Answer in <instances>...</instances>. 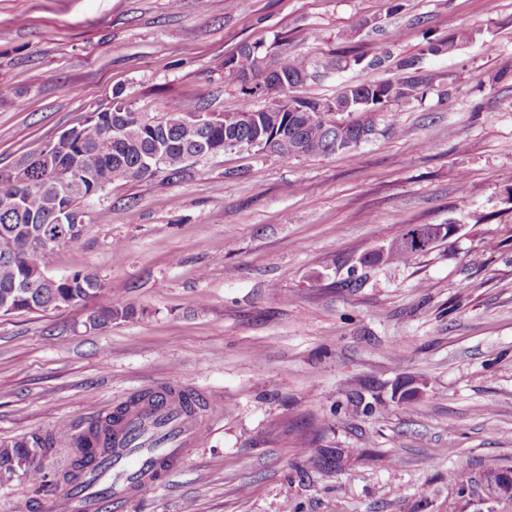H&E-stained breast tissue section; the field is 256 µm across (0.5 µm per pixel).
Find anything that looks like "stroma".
<instances>
[{"label":"stroma","instance_id":"stroma-1","mask_svg":"<svg viewBox=\"0 0 512 512\" xmlns=\"http://www.w3.org/2000/svg\"><path fill=\"white\" fill-rule=\"evenodd\" d=\"M461 28L468 43L426 53ZM246 43L316 69L361 56L296 97L399 77L416 55L439 80L348 150L228 149L92 198L49 272H97L101 295L0 316V441L76 435L175 387L221 415L161 483L103 512H512L486 482L512 469V0H0V167L116 98L155 117L263 108L225 65ZM415 224L460 230L409 263L371 262ZM111 303L134 317L86 329ZM400 387L420 399L397 402ZM356 392L371 414L348 406ZM304 440L351 455L302 479ZM66 494L17 479L0 512H59Z\"/></svg>","mask_w":512,"mask_h":512}]
</instances>
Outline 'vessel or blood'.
<instances>
[{"mask_svg":"<svg viewBox=\"0 0 512 512\" xmlns=\"http://www.w3.org/2000/svg\"><path fill=\"white\" fill-rule=\"evenodd\" d=\"M161 421L166 425L169 439L161 448H139L131 439L133 430ZM205 431L198 418L177 411L171 400L161 399L131 411L112 436V465L95 471L90 484L67 501V512H101L98 499L100 488L112 489L113 501L120 502L156 482L157 462L175 466L188 449L202 441Z\"/></svg>","mask_w":512,"mask_h":512,"instance_id":"b4317fda","label":"vessel or blood"}]
</instances>
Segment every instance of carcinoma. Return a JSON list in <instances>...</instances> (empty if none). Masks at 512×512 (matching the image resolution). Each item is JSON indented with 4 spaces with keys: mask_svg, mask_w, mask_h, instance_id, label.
Here are the masks:
<instances>
[{
    "mask_svg": "<svg viewBox=\"0 0 512 512\" xmlns=\"http://www.w3.org/2000/svg\"><path fill=\"white\" fill-rule=\"evenodd\" d=\"M471 34L461 29L445 40L427 41L430 52H451L467 42ZM266 53L247 52L239 48L236 56L230 59L233 68L248 71L262 78L251 91L273 90L286 93V90L268 84L262 70ZM283 73L295 81L288 88L301 85L316 75L309 71L305 60L286 55L279 61ZM399 67L404 76L392 79L366 80L344 87L336 97L327 100L328 107L322 112L313 108L320 102L318 98H308L302 103L311 108L309 112H226L216 115V125L203 132L182 123L186 111L174 107L164 118L155 120L142 117L146 122L140 128L133 124L121 138L110 133L114 122V112L106 109L97 115V121H85L81 131L69 144L63 145L66 157L78 162L77 171L88 170L94 183L107 186L129 179L152 177L156 172H148L139 165L144 155L156 149V143L165 146L167 163L161 169L170 178L182 176L187 163L200 158L206 147L218 144L224 139L267 138L273 135L278 141L273 151L295 158L312 154H329L350 148L374 134L373 122L362 120L360 109L370 108L386 112L391 108L406 105L435 83L437 75L430 69L420 66L419 58L403 59ZM33 154L15 165L26 169L30 185L18 186L0 180V203L4 199L21 196L22 205L18 208L0 209V315L17 312L45 311L85 304L97 298L104 285L97 273L77 271L69 276L49 278L48 259L54 247L45 244L60 236L68 235L72 224H55V211L67 206L80 213L82 206L93 197L91 184H84L78 191L63 194L59 189L44 180V171L36 164ZM415 255L391 244L386 249L372 255L371 262L406 264ZM134 315L130 306L106 305L91 310L87 315L91 327H102L117 318ZM153 396L144 395L131 404L117 409L103 420L91 423L87 431L73 436L67 430L58 429V436L69 439L75 445V455L69 470L60 474L59 481L76 490L83 486L81 478L85 469L95 460L106 464L112 456V433L115 425L125 419L130 410ZM54 438L33 434L28 438L0 445V484L10 483L18 477V466L30 450H38L47 455ZM299 453L317 459L324 470H334L340 466L342 453L330 448H311L309 443H301Z\"/></svg>",
    "mask_w": 512,
    "mask_h": 512,
    "instance_id": "obj_1",
    "label": "carcinoma"
}]
</instances>
